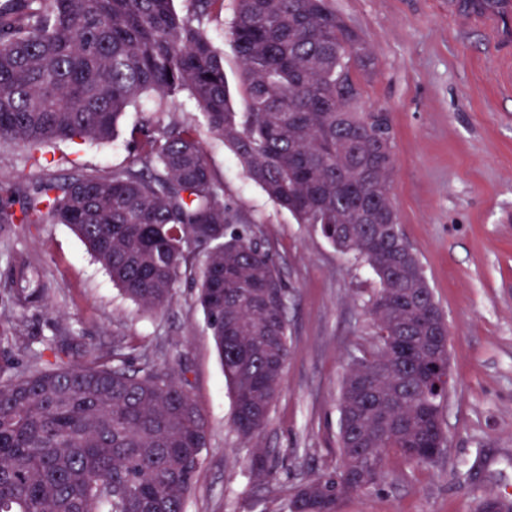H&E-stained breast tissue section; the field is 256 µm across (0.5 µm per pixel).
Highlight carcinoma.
I'll return each instance as SVG.
<instances>
[{
  "label": "carcinoma",
  "mask_w": 512,
  "mask_h": 512,
  "mask_svg": "<svg viewBox=\"0 0 512 512\" xmlns=\"http://www.w3.org/2000/svg\"><path fill=\"white\" fill-rule=\"evenodd\" d=\"M224 0H0V140L35 158L58 140H113L145 93L186 98L276 205L367 264L376 344L358 350L339 401L340 467L297 485L281 512H337L381 479L384 456L427 464L445 438L436 356L448 336L392 197L385 112L351 108V68L372 53L332 0H235L229 35L242 112L209 22ZM132 164L76 170L31 191L0 180V224H67L145 313L168 307L202 265L198 302L242 437L264 428L288 362V291L249 223L224 200L199 130L133 128ZM204 260H199V255ZM208 427L181 376L84 362L0 373V512H185Z\"/></svg>",
  "instance_id": "obj_1"
}]
</instances>
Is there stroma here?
Masks as SVG:
<instances>
[{
  "label": "stroma",
  "instance_id": "1",
  "mask_svg": "<svg viewBox=\"0 0 512 512\" xmlns=\"http://www.w3.org/2000/svg\"><path fill=\"white\" fill-rule=\"evenodd\" d=\"M370 48V71L355 70L358 108L388 112L395 133L392 198L445 315L454 388L443 410L445 454L412 465L387 455L379 484L343 497L339 512H479L485 493L512 494V90L502 80L509 37L496 42L466 0H333ZM234 0L209 24L224 54L236 108L239 62L230 41ZM203 126L190 102L169 112L143 95L111 142L57 143L41 166L0 141V178L35 185L37 176L109 169L133 159L128 142L142 118ZM224 199L253 223L288 290L289 357L265 428L242 439L233 398L196 300L180 282L172 303L147 314L124 297L63 224H0V367L81 362L83 345L121 344L129 368L152 361L181 371L208 426V446L186 512H279L299 483L336 465L338 398L349 355L369 346L365 302L374 274L342 255L316 226L297 223L252 182L212 135L203 137ZM43 299L16 302L20 268ZM268 452L271 475L250 467Z\"/></svg>",
  "mask_w": 512,
  "mask_h": 512
}]
</instances>
